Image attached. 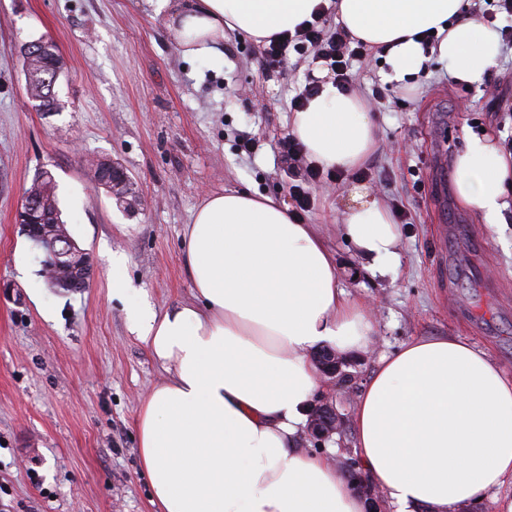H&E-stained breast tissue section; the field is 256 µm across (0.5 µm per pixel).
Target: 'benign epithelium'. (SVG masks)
Listing matches in <instances>:
<instances>
[{
    "label": "benign epithelium",
    "instance_id": "obj_1",
    "mask_svg": "<svg viewBox=\"0 0 512 512\" xmlns=\"http://www.w3.org/2000/svg\"><path fill=\"white\" fill-rule=\"evenodd\" d=\"M133 193L132 182L119 166H112V195L118 199H124ZM32 204L25 203L17 214V221L24 228L27 236L35 241L46 239V243L52 255L49 268V279L52 283H73L78 289L86 288L92 276V268L87 267L77 278L71 277L70 256L74 243L68 234L51 239L49 234L58 229L56 224H39L30 211ZM312 361L316 365L319 374L336 383L337 386L349 387L352 375L344 370L349 365L346 358L336 354V351L328 346L317 349L312 355ZM344 417L339 413L336 404L326 397H319L312 401L308 408V426L306 436L309 441L319 445L328 440L334 433L341 431ZM345 473L353 482V490L365 497L369 502V512H381L379 492L376 485L370 480L360 466L354 461L343 462Z\"/></svg>",
    "mask_w": 512,
    "mask_h": 512
}]
</instances>
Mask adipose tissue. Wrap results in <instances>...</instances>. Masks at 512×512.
I'll use <instances>...</instances> for the list:
<instances>
[{
	"instance_id": "adipose-tissue-1",
	"label": "adipose tissue",
	"mask_w": 512,
	"mask_h": 512,
	"mask_svg": "<svg viewBox=\"0 0 512 512\" xmlns=\"http://www.w3.org/2000/svg\"><path fill=\"white\" fill-rule=\"evenodd\" d=\"M320 0H156L185 58L224 61V36L263 39L310 19ZM467 0H338L349 34L387 49L396 78L436 60L474 84L495 68L498 34ZM432 30L436 47L416 37ZM310 160L353 169L378 126L333 81L292 116ZM455 159L457 194L488 224L512 215V152L489 131L467 132ZM340 226L367 270L395 272L401 225L362 186ZM194 300L156 312L137 299L120 256L112 292L129 330L168 374L137 420L140 461L158 512H367L332 458L299 448L319 387L312 352L367 351L375 327L341 288L315 225L269 196L210 195L187 225ZM364 471L398 512H459L512 483V371L456 336L418 337L381 357L349 419Z\"/></svg>"
}]
</instances>
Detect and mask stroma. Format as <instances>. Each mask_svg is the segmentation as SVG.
I'll list each match as a JSON object with an SVG mask.
<instances>
[{
	"label": "stroma",
	"instance_id": "1",
	"mask_svg": "<svg viewBox=\"0 0 512 512\" xmlns=\"http://www.w3.org/2000/svg\"><path fill=\"white\" fill-rule=\"evenodd\" d=\"M37 39L53 42L64 63L53 112L26 92L19 49ZM261 49L229 32L223 66L184 59L153 0H0V512H154L136 419L165 373L112 295V257L123 256L139 297L161 312L193 299L183 236L206 197L234 189L288 200L278 158L290 100L321 67L294 54L267 72ZM352 72L379 124L363 184L402 205L410 224L397 276H372L339 233L351 180L312 191L306 221L375 326L371 351L350 357L349 373L364 385L380 355L448 335L489 349L511 371L512 221L486 224L462 206L453 164L468 130L512 145V49L475 85L433 61L394 79L378 52ZM244 132L259 143L249 162L237 153ZM99 157L132 178L134 208L96 184L90 161ZM42 167L93 270L83 290L45 288L48 319L28 291L46 252L16 222ZM19 248L24 274L13 264Z\"/></svg>",
	"mask_w": 512,
	"mask_h": 512
}]
</instances>
